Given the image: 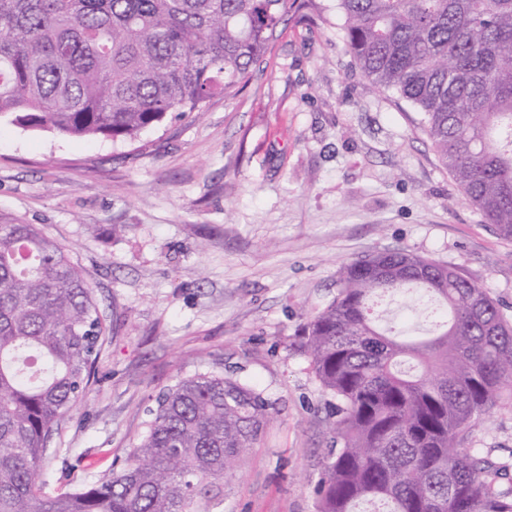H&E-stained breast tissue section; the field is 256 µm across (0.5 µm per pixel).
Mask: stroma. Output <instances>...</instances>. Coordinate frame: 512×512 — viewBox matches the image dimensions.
Here are the masks:
<instances>
[{"mask_svg":"<svg viewBox=\"0 0 512 512\" xmlns=\"http://www.w3.org/2000/svg\"><path fill=\"white\" fill-rule=\"evenodd\" d=\"M315 2L285 15L243 89L136 142L0 125V217L69 249L108 326L98 379L50 443L47 494L123 468L159 395L214 374L275 408L215 512H316L335 400L294 343L366 255L454 266L512 321V241L462 195L416 109L371 88L336 0ZM466 444L512 459V405Z\"/></svg>","mask_w":512,"mask_h":512,"instance_id":"1","label":"stroma"}]
</instances>
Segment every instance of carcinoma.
Returning <instances> with one entry per match:
<instances>
[{
  "instance_id": "carcinoma-1",
  "label": "carcinoma",
  "mask_w": 512,
  "mask_h": 512,
  "mask_svg": "<svg viewBox=\"0 0 512 512\" xmlns=\"http://www.w3.org/2000/svg\"><path fill=\"white\" fill-rule=\"evenodd\" d=\"M307 0H0V121L70 138L135 141L246 81L287 10ZM373 89L422 114L466 198L512 240V0H336ZM428 336L369 305L412 287ZM106 331L94 289L36 224L0 223V512H212L271 420L272 403L203 374L164 392L133 458L91 487L49 496L37 472L96 380ZM299 348L338 400L342 447L319 512H512V462L465 444L512 402V323L488 290L406 252L343 268Z\"/></svg>"
}]
</instances>
